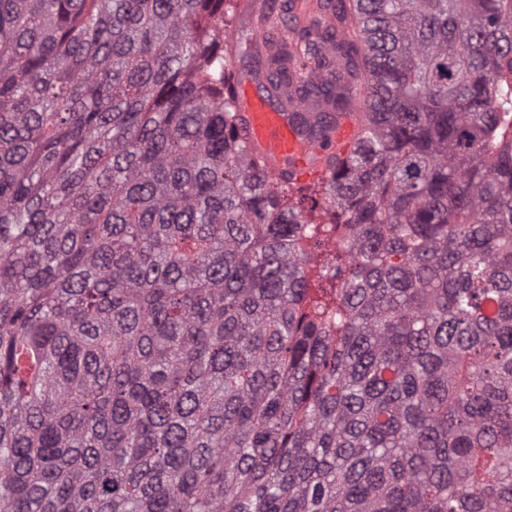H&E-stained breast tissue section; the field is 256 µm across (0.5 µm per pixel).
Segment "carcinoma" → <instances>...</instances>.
Instances as JSON below:
<instances>
[{"label": "carcinoma", "instance_id": "carcinoma-1", "mask_svg": "<svg viewBox=\"0 0 512 512\" xmlns=\"http://www.w3.org/2000/svg\"><path fill=\"white\" fill-rule=\"evenodd\" d=\"M0 0V512H512V0ZM365 108L314 224L228 57Z\"/></svg>", "mask_w": 512, "mask_h": 512}]
</instances>
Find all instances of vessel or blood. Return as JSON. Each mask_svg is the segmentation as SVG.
Listing matches in <instances>:
<instances>
[{
    "mask_svg": "<svg viewBox=\"0 0 512 512\" xmlns=\"http://www.w3.org/2000/svg\"><path fill=\"white\" fill-rule=\"evenodd\" d=\"M290 93V86L272 91L260 76L242 73L236 86V108L241 135L272 180L303 183L327 172L333 158L350 151L359 124L356 114L346 113L337 116L324 135H312L283 107Z\"/></svg>",
    "mask_w": 512,
    "mask_h": 512,
    "instance_id": "b4317fda",
    "label": "vessel or blood"
}]
</instances>
